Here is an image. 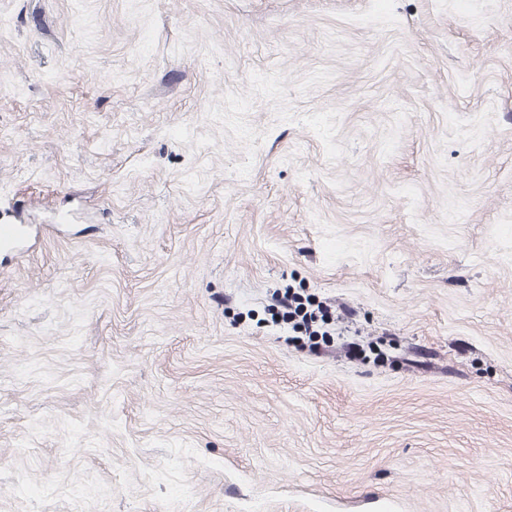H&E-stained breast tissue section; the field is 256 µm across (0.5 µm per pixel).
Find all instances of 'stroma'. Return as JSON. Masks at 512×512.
I'll return each instance as SVG.
<instances>
[{
    "label": "stroma",
    "instance_id": "obj_1",
    "mask_svg": "<svg viewBox=\"0 0 512 512\" xmlns=\"http://www.w3.org/2000/svg\"><path fill=\"white\" fill-rule=\"evenodd\" d=\"M0 224V512H512V0H0Z\"/></svg>",
    "mask_w": 512,
    "mask_h": 512
}]
</instances>
